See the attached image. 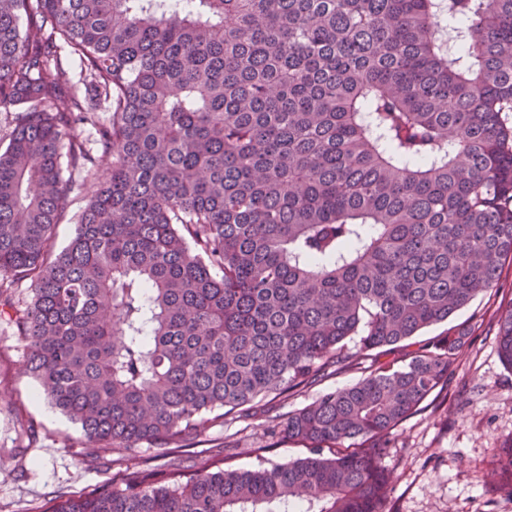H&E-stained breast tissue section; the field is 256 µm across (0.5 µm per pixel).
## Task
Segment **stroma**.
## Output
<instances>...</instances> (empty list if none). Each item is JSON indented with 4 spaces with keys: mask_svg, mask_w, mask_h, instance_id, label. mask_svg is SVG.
I'll return each instance as SVG.
<instances>
[{
    "mask_svg": "<svg viewBox=\"0 0 512 512\" xmlns=\"http://www.w3.org/2000/svg\"><path fill=\"white\" fill-rule=\"evenodd\" d=\"M510 310L512 260L505 262L496 288L448 322L414 336V345H432L457 328L467 331L447 381L390 436L382 459L392 478L384 512H512V489L492 483L495 449L512 444V368L502 362L496 340L500 318ZM25 359L24 341L0 320V512H44L58 494L79 497L120 483L125 453L89 447L80 427L42 396ZM370 362L355 353L337 374L228 416L192 447L160 457L144 447L140 454L158 470L185 475L210 462L246 470L309 456L307 442L270 436L268 423L325 392L355 384ZM25 422L38 431L26 448L21 445Z\"/></svg>",
    "mask_w": 512,
    "mask_h": 512,
    "instance_id": "35a3bbf8",
    "label": "stroma"
}]
</instances>
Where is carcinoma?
<instances>
[{"label":"carcinoma","instance_id":"1","mask_svg":"<svg viewBox=\"0 0 512 512\" xmlns=\"http://www.w3.org/2000/svg\"><path fill=\"white\" fill-rule=\"evenodd\" d=\"M0 112V317L93 447L187 448L351 341L392 356L281 422L305 458L135 463L50 512H381L389 436L466 332L405 341L512 259V0H0ZM94 189V180L92 178H88L85 181V184L82 187L80 193L78 194L81 199L76 200L73 205L68 207L64 220L62 224H59L57 229L56 245L58 248L64 247L73 236L76 226L75 224H77V214L80 211V208L88 200Z\"/></svg>","mask_w":512,"mask_h":512}]
</instances>
